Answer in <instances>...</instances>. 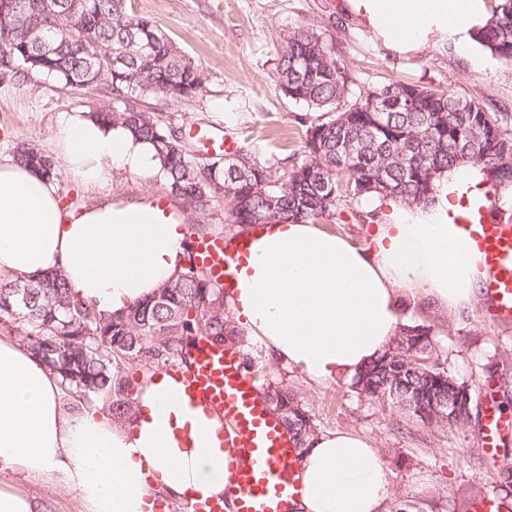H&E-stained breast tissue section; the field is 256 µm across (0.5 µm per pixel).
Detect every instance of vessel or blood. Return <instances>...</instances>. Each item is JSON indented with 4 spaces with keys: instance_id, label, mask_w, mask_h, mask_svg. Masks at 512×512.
Listing matches in <instances>:
<instances>
[{
    "instance_id": "1",
    "label": "vessel or blood",
    "mask_w": 512,
    "mask_h": 512,
    "mask_svg": "<svg viewBox=\"0 0 512 512\" xmlns=\"http://www.w3.org/2000/svg\"><path fill=\"white\" fill-rule=\"evenodd\" d=\"M192 138L202 150L221 154L224 139L208 128L196 127ZM470 233L482 255L483 289L498 322L512 323V224L482 220ZM255 237L235 241L204 237L194 241L197 263L225 288L237 287L255 254ZM190 403L223 419L224 447L228 455L227 486L235 512H294L301 484L293 467L294 447L272 411L263 402L242 356L231 349L200 343L190 365L175 371ZM512 430L496 407L483 415L480 446L495 455L501 435Z\"/></svg>"
}]
</instances>
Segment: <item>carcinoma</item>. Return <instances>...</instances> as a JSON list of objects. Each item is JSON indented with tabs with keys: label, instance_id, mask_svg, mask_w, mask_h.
<instances>
[{
	"label": "carcinoma",
	"instance_id": "obj_1",
	"mask_svg": "<svg viewBox=\"0 0 512 512\" xmlns=\"http://www.w3.org/2000/svg\"><path fill=\"white\" fill-rule=\"evenodd\" d=\"M56 0H0V76L13 73V62L66 86L92 87L112 99V110L95 113L101 122L121 125L148 142L159 159V172L170 194L185 208L203 210L213 198L224 199L231 224H268L274 220L313 223L335 217L364 201L398 198L418 208L435 202L433 186L445 170L460 164L481 167L490 190L512 186V164L496 165L468 142L482 139L512 145V116L490 112L449 89L390 79L354 89L341 58L314 29L295 27L277 49L275 78L281 92L315 113L292 154L259 162L240 151L249 166L231 172L212 163L197 166L173 128L137 106L144 99L190 100L202 92L203 71L131 0H77L74 11L58 21L72 39L47 58H39L18 27L38 28ZM479 44L512 63V0H494ZM120 59L114 67L107 60ZM17 160L55 177L50 156L33 147L17 150ZM134 304L124 315L103 317L74 298L62 274L36 284L0 282L1 330L21 342L56 376L65 395L96 403L115 424L134 411L136 382L130 369L146 374L192 360L198 342L219 339L236 348L249 346L224 313V287L197 265ZM22 287L21 303L15 288ZM433 358L426 367L419 353ZM431 371L429 377L425 371ZM262 399L283 423L296 451L317 432L309 410L284 380L263 374ZM466 382L439 359L430 329L406 330L352 381L359 397L382 408L397 407L424 426H440L432 408L407 402L418 391L448 399ZM493 493L512 498V467L498 471Z\"/></svg>",
	"mask_w": 512,
	"mask_h": 512
}]
</instances>
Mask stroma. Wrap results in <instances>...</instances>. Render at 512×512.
Instances as JSON below:
<instances>
[{
    "label": "stroma",
    "instance_id": "stroma-1",
    "mask_svg": "<svg viewBox=\"0 0 512 512\" xmlns=\"http://www.w3.org/2000/svg\"><path fill=\"white\" fill-rule=\"evenodd\" d=\"M139 14L159 28L200 65L205 83L193 100L147 101L145 107L166 125L189 133L209 127L258 161L285 157L297 149L306 109L284 96L274 82L276 49L288 31L307 25L321 33L341 58L356 85L368 88L390 79L420 81L450 89L494 112L512 113V64L480 51L479 64L453 48L428 46L407 57L387 51L341 0H132ZM95 90L74 89L17 66L0 79V160L14 158L20 145L51 153L66 118L111 108ZM65 205L94 207L114 199H163L167 191L156 171L133 174L109 168L93 188L59 171ZM419 324L431 326L452 373L471 388L472 413L456 427H427L399 409H381L360 398L349 383L315 382L264 350L262 365L277 371L297 391L319 430H348L377 448L392 489L379 512H395L408 500L411 512H446V503L487 492L498 472L479 443L485 390L512 401V327L490 316L484 299L467 310L442 316L410 299ZM0 485L34 498H47L54 512H83L73 493L18 474H0Z\"/></svg>",
    "mask_w": 512,
    "mask_h": 512
}]
</instances>
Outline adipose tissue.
I'll return each mask as SVG.
<instances>
[{
	"label": "adipose tissue",
	"mask_w": 512,
	"mask_h": 512,
	"mask_svg": "<svg viewBox=\"0 0 512 512\" xmlns=\"http://www.w3.org/2000/svg\"><path fill=\"white\" fill-rule=\"evenodd\" d=\"M344 3L391 50L413 54L445 39L471 61L491 17L489 0ZM53 160L84 186L109 167L140 174L159 166L152 147L126 128L79 113ZM487 190L484 171L462 164L437 181L436 205L375 200L365 248L315 224L272 225L259 232L251 271L226 294V307L247 335L311 379L353 378L408 328L406 298L442 312L476 299L482 264L467 225ZM187 238L173 203L66 207L55 180L16 160L0 163V279L37 282L58 272L76 298L118 316L179 276ZM135 398L123 424L99 409L69 412L57 379L26 347L0 339V472L60 484L87 512H153L160 498L223 497L220 419L191 406L164 374L142 380ZM297 468L299 512H378L392 494L377 450L348 431L311 437Z\"/></svg>",
	"instance_id": "adipose-tissue-1"
}]
</instances>
